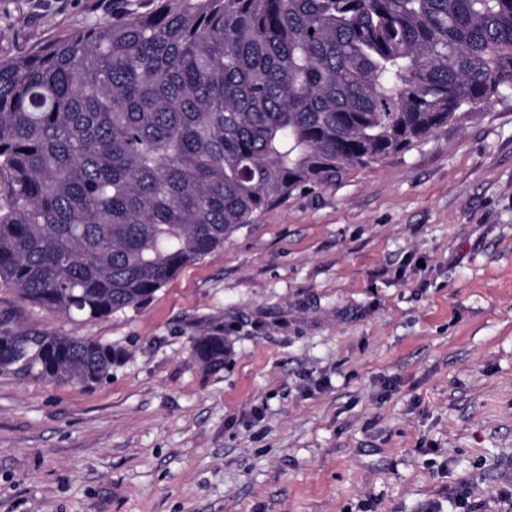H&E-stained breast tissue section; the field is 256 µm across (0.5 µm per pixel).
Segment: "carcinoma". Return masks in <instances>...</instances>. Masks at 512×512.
<instances>
[{
  "label": "carcinoma",
  "instance_id": "1",
  "mask_svg": "<svg viewBox=\"0 0 512 512\" xmlns=\"http://www.w3.org/2000/svg\"><path fill=\"white\" fill-rule=\"evenodd\" d=\"M149 2L0 57V287L64 316L138 307L290 192L512 95V0ZM124 357L0 328L46 383Z\"/></svg>",
  "mask_w": 512,
  "mask_h": 512
}]
</instances>
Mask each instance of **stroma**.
<instances>
[{
    "label": "stroma",
    "mask_w": 512,
    "mask_h": 512,
    "mask_svg": "<svg viewBox=\"0 0 512 512\" xmlns=\"http://www.w3.org/2000/svg\"><path fill=\"white\" fill-rule=\"evenodd\" d=\"M112 0H0V55ZM124 349L90 389L0 371V512H428L512 485V98L294 190L136 308L0 320ZM223 335V367L192 358Z\"/></svg>",
    "instance_id": "35a3bbf8"
}]
</instances>
